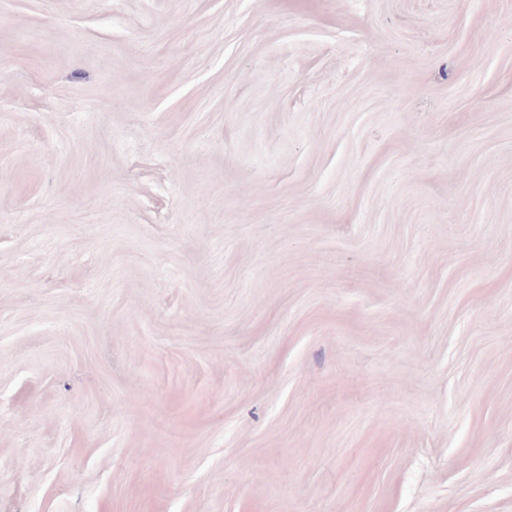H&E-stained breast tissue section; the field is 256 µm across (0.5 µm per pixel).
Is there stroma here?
<instances>
[{
    "label": "stroma",
    "instance_id": "1",
    "mask_svg": "<svg viewBox=\"0 0 512 512\" xmlns=\"http://www.w3.org/2000/svg\"><path fill=\"white\" fill-rule=\"evenodd\" d=\"M0 512H512V0H0Z\"/></svg>",
    "mask_w": 512,
    "mask_h": 512
}]
</instances>
